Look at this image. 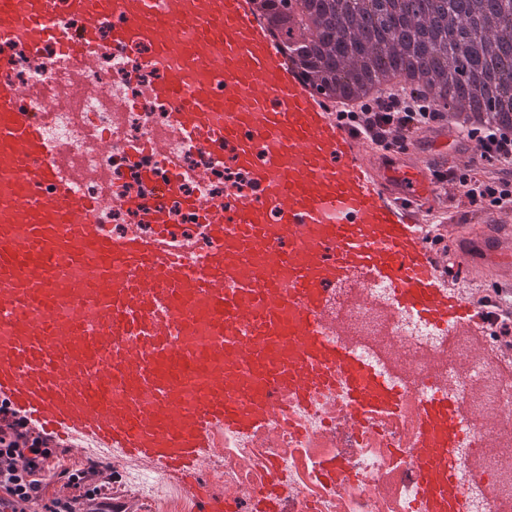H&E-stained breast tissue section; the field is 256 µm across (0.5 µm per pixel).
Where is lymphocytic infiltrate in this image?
<instances>
[{
	"mask_svg": "<svg viewBox=\"0 0 512 512\" xmlns=\"http://www.w3.org/2000/svg\"><path fill=\"white\" fill-rule=\"evenodd\" d=\"M380 104L378 112L366 104L356 112H338L337 117L348 120L373 146L387 150L407 149L410 135H427L449 120L448 113L437 111L419 94L393 91ZM463 135L481 144V163L435 171L436 181L474 205L512 204V130L488 124L464 130ZM49 442V437L22 429L8 416L0 417V512H26L27 503L54 482L60 489L46 512H113V496L104 492L100 481L105 463L91 460L69 472L56 462Z\"/></svg>",
	"mask_w": 512,
	"mask_h": 512,
	"instance_id": "lymphocytic-infiltrate-1",
	"label": "lymphocytic infiltrate"
}]
</instances>
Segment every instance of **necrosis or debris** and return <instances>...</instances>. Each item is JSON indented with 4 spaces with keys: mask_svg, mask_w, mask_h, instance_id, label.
Masks as SVG:
<instances>
[{
    "mask_svg": "<svg viewBox=\"0 0 512 512\" xmlns=\"http://www.w3.org/2000/svg\"><path fill=\"white\" fill-rule=\"evenodd\" d=\"M134 55L116 59L103 55L89 82L110 80L112 89L126 102L123 134L129 139L152 135L162 124L163 114L143 93L149 76L129 81ZM47 109L57 119L50 127L52 139L82 154L88 164L106 161L88 139L80 114L92 117L94 125L108 128L112 122L110 107L88 98L82 89H73L69 97L48 95ZM387 289L370 283L355 295L338 290L335 306L342 317L343 330L366 335L380 330L385 351L410 362L405 377V421L396 426L390 439L376 431L355 438L348 427L346 401L341 393L316 397L308 409L291 410L290 423H273L250 435H231L215 429L213 438L223 447V455H207L201 460L204 481L220 484L225 496L234 498L239 512H250L252 496L260 483L264 460L273 458L281 465L285 479V512H415L417 488L410 476L407 457L392 459L387 441L407 448L413 437V417L423 396L421 383L424 363L434 360L441 366L442 381L461 402L470 400L473 387L490 381L491 371L481 358L448 353L441 336L429 327L406 316L388 321L379 315ZM467 419L479 422L483 432L485 457L490 466L512 460V385L504 384L495 398L482 409L469 407ZM331 459L346 462L364 477V484L339 489L320 481L319 473ZM130 463V483L137 495L148 499L151 512H198L195 501L174 481L160 477L153 464L144 460L128 462L125 455L113 456V466Z\"/></svg>",
    "mask_w": 512,
    "mask_h": 512,
    "instance_id": "obj_1",
    "label": "necrosis or debris"
}]
</instances>
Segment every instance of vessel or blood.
Wrapping results in <instances>:
<instances>
[{"label": "vessel or blood", "instance_id": "1", "mask_svg": "<svg viewBox=\"0 0 512 512\" xmlns=\"http://www.w3.org/2000/svg\"><path fill=\"white\" fill-rule=\"evenodd\" d=\"M20 51L77 82L103 53L138 52L165 121L139 140L101 131L96 145L121 155L149 197L112 195L110 166L67 163L14 77ZM176 141L206 165H186ZM479 154L472 141L449 155L373 151L308 88L251 0H0V393L61 438L82 432L155 463L202 512H238L198 474L214 429L250 433L336 388L353 428L402 419L400 363H372L334 337L336 289L384 283L388 313L447 337L493 328L442 283L418 230L438 196L432 166ZM224 163L247 169L254 189L183 193ZM110 208L150 231H107ZM176 208L204 225L202 241L174 233ZM447 221L500 227L461 264L512 251L507 212L452 210ZM423 376L409 450L418 512H468L471 488L497 476L438 369ZM283 491L269 463L253 512H283Z\"/></svg>", "mask_w": 512, "mask_h": 512}]
</instances>
